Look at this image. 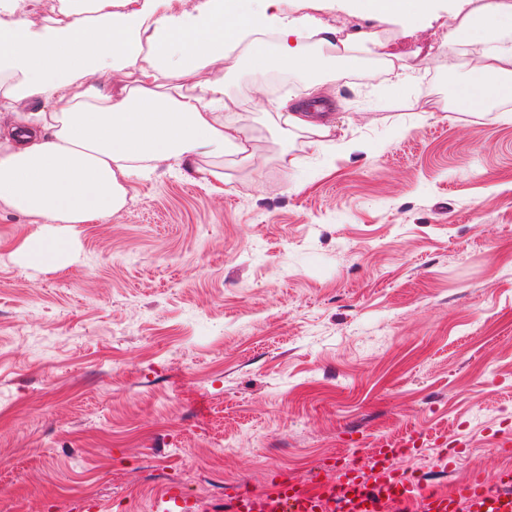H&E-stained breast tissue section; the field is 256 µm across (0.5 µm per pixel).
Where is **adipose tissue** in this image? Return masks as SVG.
Listing matches in <instances>:
<instances>
[{"label": "adipose tissue", "mask_w": 512, "mask_h": 512, "mask_svg": "<svg viewBox=\"0 0 512 512\" xmlns=\"http://www.w3.org/2000/svg\"><path fill=\"white\" fill-rule=\"evenodd\" d=\"M23 0H0V112L15 115L0 129V205L41 224L22 258L62 270L73 244L63 227L112 217L134 182L159 165L178 170L213 160L208 174L227 183L218 158L252 160L254 140L227 112L220 70L245 67L307 75L319 92L328 60L306 46L330 48L338 30L314 17L282 21L278 0H61L57 15L25 11ZM433 0H348L349 14L416 26ZM451 39L480 43L470 79L455 88L458 106L476 109L512 97V6L489 0ZM32 100L43 109L24 111ZM282 169L296 165L289 143L322 148L335 124L305 107L271 119Z\"/></svg>", "instance_id": "1"}]
</instances>
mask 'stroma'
<instances>
[{"label": "stroma", "mask_w": 512, "mask_h": 512, "mask_svg": "<svg viewBox=\"0 0 512 512\" xmlns=\"http://www.w3.org/2000/svg\"><path fill=\"white\" fill-rule=\"evenodd\" d=\"M436 0L416 27L348 14L343 0H284L351 33L361 67L328 76L335 145L293 140L283 171L264 115L295 85L227 74L258 142L225 161L159 167L112 219L65 228L73 261L25 264L32 219L0 205V512H149L187 469L203 512L303 479L382 438H419L404 462L453 487L492 475L512 432V103L454 109L478 44L449 34L475 12ZM413 68L400 84L385 55ZM361 143L348 153L346 141ZM465 444L453 471L442 441Z\"/></svg>", "instance_id": "stroma-1"}]
</instances>
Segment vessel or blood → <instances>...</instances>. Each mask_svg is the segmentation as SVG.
I'll use <instances>...</instances> for the list:
<instances>
[{"label":"vessel or blood","mask_w":512,"mask_h":512,"mask_svg":"<svg viewBox=\"0 0 512 512\" xmlns=\"http://www.w3.org/2000/svg\"><path fill=\"white\" fill-rule=\"evenodd\" d=\"M417 450L413 439L384 440L370 449L364 465L339 457L321 476L293 480L273 476L262 493L240 486L226 493L225 512H512V466L478 475L445 490L428 477L401 468ZM152 512H198L182 487L168 486Z\"/></svg>","instance_id":"1"}]
</instances>
